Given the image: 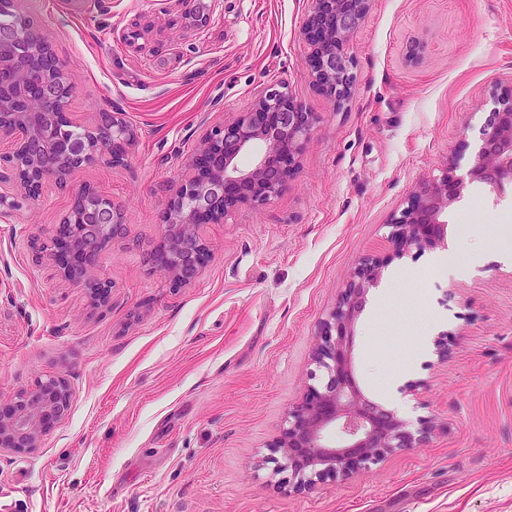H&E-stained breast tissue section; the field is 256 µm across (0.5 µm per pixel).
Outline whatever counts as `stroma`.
I'll return each mask as SVG.
<instances>
[{
  "instance_id": "1",
  "label": "stroma",
  "mask_w": 512,
  "mask_h": 512,
  "mask_svg": "<svg viewBox=\"0 0 512 512\" xmlns=\"http://www.w3.org/2000/svg\"><path fill=\"white\" fill-rule=\"evenodd\" d=\"M24 7L77 77L72 119L115 106L137 138L68 187L0 191V404L48 374L72 389L39 448L0 450V512H512V189L468 184L445 212L464 268L390 241L415 187L450 163L465 173L494 98L512 95V0H373L346 47L342 107L309 76L307 0H203L204 27L191 0ZM271 83L320 121L282 192L204 225L200 276L173 286L150 254L167 198L203 131ZM84 185L124 215L100 263L103 306L44 250ZM366 258L382 275L355 324L357 380L386 406L399 377L407 422L432 421V437L299 489L275 473L274 443ZM425 336L447 340V359L416 356Z\"/></svg>"
}]
</instances>
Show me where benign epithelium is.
Here are the masks:
<instances>
[{
  "mask_svg": "<svg viewBox=\"0 0 512 512\" xmlns=\"http://www.w3.org/2000/svg\"><path fill=\"white\" fill-rule=\"evenodd\" d=\"M372 2L310 0L305 14L311 82L340 105L350 100L354 86L345 46ZM75 85L68 63L29 19L0 26V139L12 144L5 159L12 186L31 198L48 183L67 187L71 175L89 163L123 159L135 140L134 129L115 111L98 114L89 138L60 137L59 131L73 126L68 103ZM318 120V113L286 86L270 84L233 120L202 134L185 164L184 179L167 200L163 234L151 250L175 285L194 281L205 263L203 225L224 223L242 202L265 205L281 193ZM257 140L264 143L263 156L249 170L238 168L235 159ZM473 182L494 192L512 188V96L494 98L466 176L457 175L452 165L439 179L414 190L392 219L394 247L404 253L443 241L448 225L441 215ZM90 209L98 210L97 223L84 224L82 215ZM123 226L112 199L84 186L74 192L70 209L50 236L59 276L90 289L100 306L110 295V285L96 277L100 257ZM379 273V264L369 258L356 266L317 335L319 382L289 409L277 439L276 470L288 472V481L298 488L366 469L397 449L416 448L431 438V422L409 430L394 411L367 396L355 376L354 328ZM71 399L65 379L39 378L7 408L0 407V448L24 452L39 447L45 433L68 415Z\"/></svg>",
  "mask_w": 512,
  "mask_h": 512,
  "instance_id": "obj_1",
  "label": "benign epithelium"
}]
</instances>
